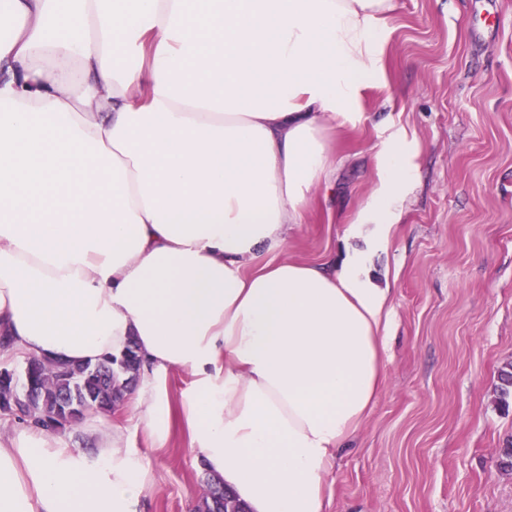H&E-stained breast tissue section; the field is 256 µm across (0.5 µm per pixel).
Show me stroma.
I'll use <instances>...</instances> for the list:
<instances>
[{"label": "stroma", "instance_id": "35a3bbf8", "mask_svg": "<svg viewBox=\"0 0 512 512\" xmlns=\"http://www.w3.org/2000/svg\"><path fill=\"white\" fill-rule=\"evenodd\" d=\"M380 37L354 124L325 132L329 185L310 188L287 251L260 255H341L382 143L405 136L416 177L370 255L392 284L386 387L338 457L326 512H512V407L498 392L512 362V0H394ZM189 381L166 378L163 445L130 438L151 461L143 512H195L202 494L179 415Z\"/></svg>", "mask_w": 512, "mask_h": 512}]
</instances>
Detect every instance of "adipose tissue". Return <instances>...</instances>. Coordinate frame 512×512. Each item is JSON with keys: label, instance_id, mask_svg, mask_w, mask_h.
Returning <instances> with one entry per match:
<instances>
[{"label": "adipose tissue", "instance_id": "adipose-tissue-1", "mask_svg": "<svg viewBox=\"0 0 512 512\" xmlns=\"http://www.w3.org/2000/svg\"><path fill=\"white\" fill-rule=\"evenodd\" d=\"M393 0H0V335L82 363L136 344L127 423L84 445L0 435V512H141L167 435L250 512H323L336 458L386 385L390 286L369 264L415 168L404 137L342 258L260 263L329 177Z\"/></svg>", "mask_w": 512, "mask_h": 512}]
</instances>
